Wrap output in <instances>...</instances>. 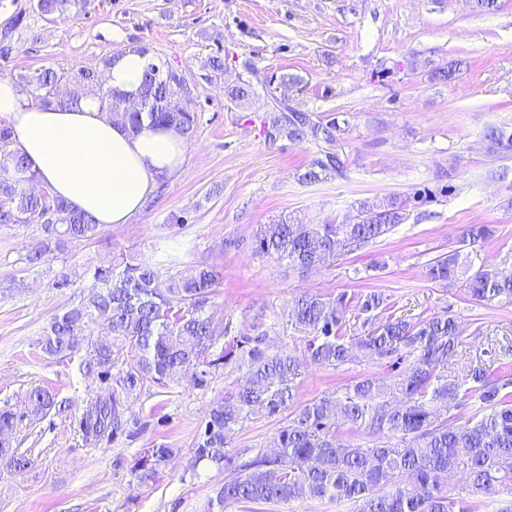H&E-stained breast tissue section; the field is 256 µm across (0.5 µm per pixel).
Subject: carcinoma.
Wrapping results in <instances>:
<instances>
[{"instance_id":"carcinoma-1","label":"carcinoma","mask_w":512,"mask_h":512,"mask_svg":"<svg viewBox=\"0 0 512 512\" xmlns=\"http://www.w3.org/2000/svg\"><path fill=\"white\" fill-rule=\"evenodd\" d=\"M68 6L69 0H35V10L42 15L62 16ZM246 70L249 78L227 92L231 101L271 94L270 81L253 66ZM73 80L133 131L147 119L157 127L176 129L187 141L195 135L197 116L182 107L191 89L168 65L149 59L135 94V112L127 111L129 95L105 86L93 71L70 76L40 69L24 78V84L36 104L63 108L78 104L79 96L62 97L58 92L62 82ZM278 112L267 129L271 138L286 135L330 145L338 141L341 127L333 119L315 121L284 104ZM485 140L492 153H512V133L490 127ZM11 144L12 130L1 124L0 169H10L13 178L0 180V224H38L45 233L43 249L29 253L26 264L38 267L69 241L98 236L100 226L92 219L44 189H31L34 178ZM343 171L339 154L325 151L301 180L312 183ZM407 207L408 199L390 194L361 203L354 217L342 221L280 219L260 226L253 251L293 268H316L367 247L404 223ZM489 236L485 224L466 225L458 247L431 260L430 279L446 286L462 281L479 302L512 303V276L474 264L473 255ZM93 278L84 301L54 315L38 340L50 357L64 360L82 353L81 364L103 381L112 378V368L124 353L134 354V363L116 380V387L88 403L80 421L86 440L97 442L118 428L126 399L137 389L148 383L167 388L181 382L191 368L189 383L195 387L206 386L222 366L245 370L243 383L211 408L200 428L195 448L199 461L224 463L226 432L253 411L277 417L292 407L301 368L295 350H269L261 321L252 323L249 333L224 338L209 312L218 292L217 275L210 267L198 265L165 277L150 263L131 260L119 272L97 268ZM389 309L381 293L295 296L291 325L306 334L304 353L312 364L336 368L393 358L399 364L411 356L412 365L393 375V403L384 399L380 386L364 378L334 398L314 400L294 412L279 431L278 452L245 463L243 475L220 488L216 502L221 509L328 498L350 501L356 512H474L475 500L512 489V377L480 359L469 361L460 373H448L449 362L463 345L456 317L446 313L414 322L387 313ZM90 324L105 326L111 341L75 346L73 328ZM453 403L475 407L466 424L450 423L446 413ZM54 405L48 390L35 387L26 398V415L38 419ZM17 421L15 412L0 409V466L21 471L31 466L32 458L11 445ZM342 424L363 427L380 439L371 447L346 442L337 435ZM173 455L164 444L145 448L132 472L153 479ZM453 471L462 472L464 483L450 497L443 484Z\"/></svg>"}]
</instances>
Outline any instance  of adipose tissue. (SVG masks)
Segmentation results:
<instances>
[{
    "mask_svg": "<svg viewBox=\"0 0 512 512\" xmlns=\"http://www.w3.org/2000/svg\"><path fill=\"white\" fill-rule=\"evenodd\" d=\"M147 63L134 47L113 53L107 86L136 93ZM1 118L36 183L103 227L130 223L160 178L176 174L185 162L183 138L175 129L147 122L131 133L90 95L71 108L41 107L15 82L0 78Z\"/></svg>",
    "mask_w": 512,
    "mask_h": 512,
    "instance_id": "obj_1",
    "label": "adipose tissue"
}]
</instances>
